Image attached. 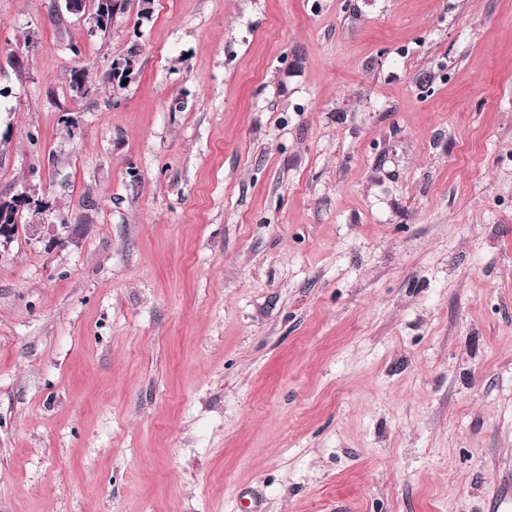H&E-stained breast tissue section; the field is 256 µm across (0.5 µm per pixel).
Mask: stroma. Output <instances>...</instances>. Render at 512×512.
I'll return each mask as SVG.
<instances>
[{"label": "stroma", "mask_w": 512, "mask_h": 512, "mask_svg": "<svg viewBox=\"0 0 512 512\" xmlns=\"http://www.w3.org/2000/svg\"><path fill=\"white\" fill-rule=\"evenodd\" d=\"M62 6L0 0V196L79 227L0 250V512H512V0ZM63 2L65 10L69 14L86 16L91 34L100 33L104 35L111 29L112 25L102 28L98 32L99 22H105L106 17L109 15V5L111 3L109 0H102L100 2L102 7L99 14H90L87 9V1L85 0H64ZM28 202L30 206H34L36 203L39 205L45 204L47 205V202L35 192L34 189H31L30 187L24 188L23 190L18 191L13 196H1L0 198V207L1 205H4L7 203V207L4 210L5 217L9 214V210H21L25 204V202ZM21 202V205H16V203Z\"/></svg>", "instance_id": "obj_1"}]
</instances>
